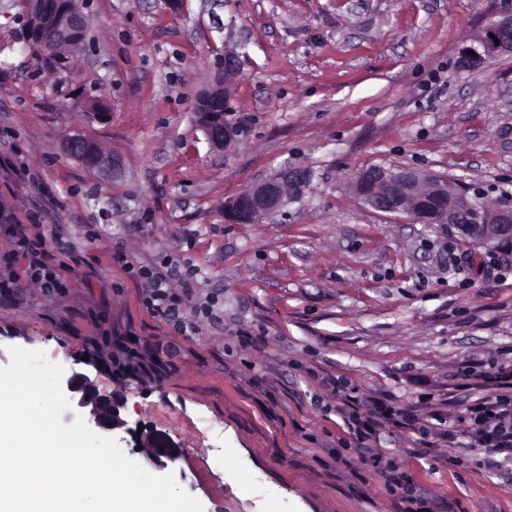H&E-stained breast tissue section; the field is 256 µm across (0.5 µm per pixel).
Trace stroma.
<instances>
[{
	"label": "stroma",
	"instance_id": "obj_1",
	"mask_svg": "<svg viewBox=\"0 0 512 512\" xmlns=\"http://www.w3.org/2000/svg\"><path fill=\"white\" fill-rule=\"evenodd\" d=\"M84 51L65 70L31 47L0 0V366L43 351L120 393L130 429L181 448L169 466L204 512H403L366 451L386 448L429 512H512V458L344 417L392 407L457 431L485 376L512 373V257L447 228L363 206L366 167L406 165L512 204V54L475 69L459 50L494 0H87ZM240 56L214 150L194 112L225 47ZM102 98L97 122L82 108ZM81 133L120 155V179L65 155ZM314 170L301 201L257 224L225 202L284 164ZM59 235L47 293L19 236ZM207 304L185 335L151 314L140 270ZM170 351L158 382L99 366L102 331ZM345 423L349 433L358 436L360 439L369 438L376 434L377 419H375V416L353 414L345 417Z\"/></svg>",
	"mask_w": 512,
	"mask_h": 512
}]
</instances>
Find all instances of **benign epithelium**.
Returning a JSON list of instances; mask_svg holds the SVG:
<instances>
[{"instance_id": "1", "label": "benign epithelium", "mask_w": 512, "mask_h": 512, "mask_svg": "<svg viewBox=\"0 0 512 512\" xmlns=\"http://www.w3.org/2000/svg\"><path fill=\"white\" fill-rule=\"evenodd\" d=\"M30 29L28 40L44 52L79 50L86 18L80 0H25ZM512 53V0H496L474 43L463 48L460 65L476 68L487 60ZM240 68L239 54L224 47L209 87L200 95L196 110L198 126L208 143L217 150L230 147L240 137L239 126L224 118L232 83ZM92 141L74 135L61 143L62 151L96 174L117 177L120 157L92 151ZM312 182L306 168L285 166L273 176L248 186L238 197L224 204V222L253 224L276 215L303 198ZM353 190L367 206L381 212L406 215L421 224L447 226L469 237L475 245L489 250L512 251V206L486 208L477 205L462 187L448 199V179L413 168H374L357 177ZM62 387L88 412V425L106 435L123 430L133 436L123 418L125 400L100 394L84 373L74 371L62 380ZM134 445L150 449V460L160 469L177 459L179 446L166 433L151 430L134 439Z\"/></svg>"}]
</instances>
